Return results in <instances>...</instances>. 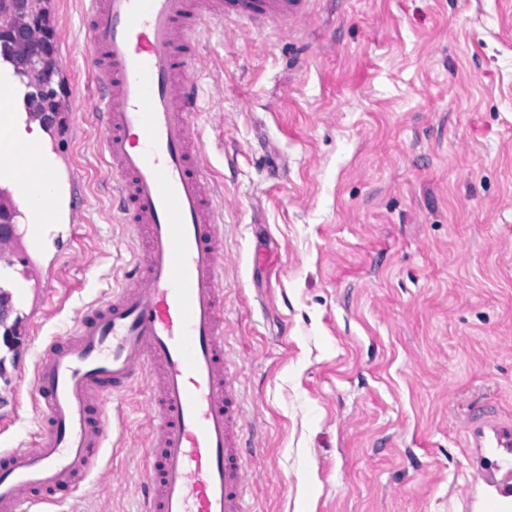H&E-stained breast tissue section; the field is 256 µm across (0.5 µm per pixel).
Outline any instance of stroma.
I'll use <instances>...</instances> for the list:
<instances>
[{"label": "stroma", "mask_w": 512, "mask_h": 512, "mask_svg": "<svg viewBox=\"0 0 512 512\" xmlns=\"http://www.w3.org/2000/svg\"><path fill=\"white\" fill-rule=\"evenodd\" d=\"M59 155L79 214L41 257L63 288L24 362L0 346V448L44 341L111 295L138 245L115 223L81 47L52 0ZM192 123L222 184L226 350L240 373L251 512H483L512 432V0H315L295 28L210 24ZM84 242L68 250L69 224ZM146 389L53 512H144Z\"/></svg>", "instance_id": "obj_1"}]
</instances>
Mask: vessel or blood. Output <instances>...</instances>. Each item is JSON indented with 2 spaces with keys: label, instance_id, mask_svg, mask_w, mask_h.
Returning a JSON list of instances; mask_svg holds the SVG:
<instances>
[{
  "label": "vessel or blood",
  "instance_id": "obj_1",
  "mask_svg": "<svg viewBox=\"0 0 512 512\" xmlns=\"http://www.w3.org/2000/svg\"><path fill=\"white\" fill-rule=\"evenodd\" d=\"M313 0H82L95 119L118 201L140 251L120 288L80 310L74 333L51 340L32 377L34 442L0 449V512L64 501L89 476L111 432L112 399L151 398L147 512H248L238 375L224 336L223 239L197 104L194 35L203 22L295 25ZM16 88L0 79V182L22 221L0 226V250L31 262L47 244L51 207L31 200L59 174L41 145L14 146ZM0 300V344L24 358L37 333L9 320L18 300L42 306L55 286L32 270Z\"/></svg>",
  "mask_w": 512,
  "mask_h": 512
}]
</instances>
